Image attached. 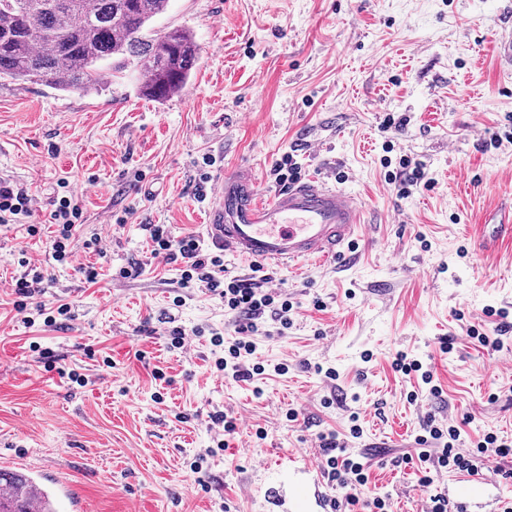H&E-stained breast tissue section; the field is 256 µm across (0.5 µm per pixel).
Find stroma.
<instances>
[{
    "mask_svg": "<svg viewBox=\"0 0 512 512\" xmlns=\"http://www.w3.org/2000/svg\"><path fill=\"white\" fill-rule=\"evenodd\" d=\"M155 26L200 48L165 100L139 94L133 66L90 93L0 80V180L32 195L39 227H0V462L52 480L59 512L75 499L81 512H268L249 490L257 463L321 458L330 434L362 455L365 498L430 512L444 478L420 483L424 424L458 427L464 448L488 432L512 441V330L498 351L469 336L494 333L501 309L512 323V239L490 225L512 206V62L498 46L512 0H170ZM286 154L357 198L366 222L344 260L291 270L224 254L225 278L267 275L293 304L288 329L273 309L256 317L245 362L265 371L236 379L215 370L211 342L236 337L234 313L153 257L146 227L204 235L203 156L214 178L251 165L269 193ZM404 159L430 181L408 197L385 179ZM64 181L83 222L60 264ZM22 255L42 302L70 308L56 325L15 308ZM176 327L202 335L172 350ZM400 351L441 394L394 370Z\"/></svg>",
    "mask_w": 512,
    "mask_h": 512,
    "instance_id": "obj_1",
    "label": "stroma"
}]
</instances>
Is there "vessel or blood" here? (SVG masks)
<instances>
[{
  "instance_id": "1",
  "label": "vessel or blood",
  "mask_w": 512,
  "mask_h": 512,
  "mask_svg": "<svg viewBox=\"0 0 512 512\" xmlns=\"http://www.w3.org/2000/svg\"><path fill=\"white\" fill-rule=\"evenodd\" d=\"M364 222L358 200L327 182L299 180L268 195L253 169L238 165L217 180L206 237L215 250L291 266L343 256ZM284 469L299 478L296 493L286 497L282 483L271 482L264 491L267 504L278 512H334L320 465L301 452L290 456ZM443 492L459 512H501V498L483 476L458 475Z\"/></svg>"
}]
</instances>
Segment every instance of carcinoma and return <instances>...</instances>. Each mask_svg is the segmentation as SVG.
<instances>
[{
	"mask_svg": "<svg viewBox=\"0 0 512 512\" xmlns=\"http://www.w3.org/2000/svg\"><path fill=\"white\" fill-rule=\"evenodd\" d=\"M169 0H0V79L58 91H99L137 62L141 95L164 100L189 81L199 48L182 29L157 30ZM0 512H31L33 478L0 471Z\"/></svg>",
	"mask_w": 512,
	"mask_h": 512,
	"instance_id": "1",
	"label": "carcinoma"
}]
</instances>
